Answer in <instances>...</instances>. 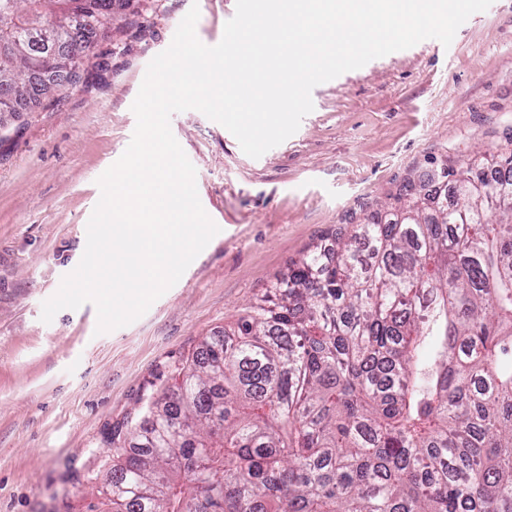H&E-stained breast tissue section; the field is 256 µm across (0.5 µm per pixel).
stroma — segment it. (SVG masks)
<instances>
[{
	"label": "stroma",
	"mask_w": 512,
	"mask_h": 512,
	"mask_svg": "<svg viewBox=\"0 0 512 512\" xmlns=\"http://www.w3.org/2000/svg\"><path fill=\"white\" fill-rule=\"evenodd\" d=\"M194 5L197 38L216 45L236 0H135L79 83L0 112V512H107L111 432L202 338L312 245L387 207L412 173L464 163L512 129V0L473 14L450 46L428 39L316 86L298 131L260 158L199 111L174 114L219 233L133 323L97 333L90 302L44 323L43 302L84 253L97 180L131 141L146 68Z\"/></svg>",
	"instance_id": "stroma-1"
}]
</instances>
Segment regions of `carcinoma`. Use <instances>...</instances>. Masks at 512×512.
I'll return each instance as SVG.
<instances>
[{
	"instance_id": "cac0c4a2",
	"label": "carcinoma",
	"mask_w": 512,
	"mask_h": 512,
	"mask_svg": "<svg viewBox=\"0 0 512 512\" xmlns=\"http://www.w3.org/2000/svg\"><path fill=\"white\" fill-rule=\"evenodd\" d=\"M70 12L112 30L113 0H0L1 111L58 91L34 56L83 78L27 36ZM178 377L110 437L112 512H512V133L313 246Z\"/></svg>"
}]
</instances>
